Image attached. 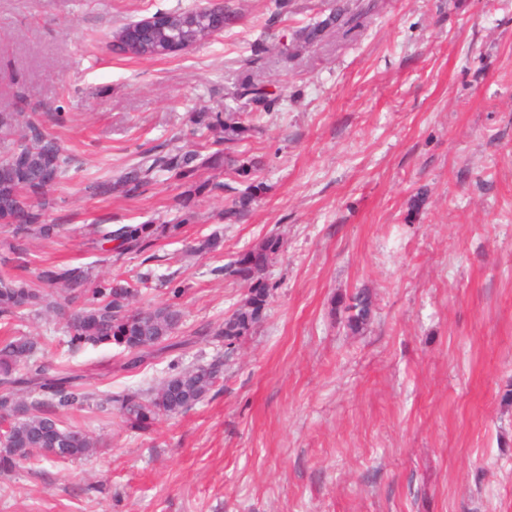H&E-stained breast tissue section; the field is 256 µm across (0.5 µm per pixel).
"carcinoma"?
<instances>
[{"instance_id":"cac0c4a2","label":"carcinoma","mask_w":512,"mask_h":512,"mask_svg":"<svg viewBox=\"0 0 512 512\" xmlns=\"http://www.w3.org/2000/svg\"><path fill=\"white\" fill-rule=\"evenodd\" d=\"M207 8L209 13L197 30L202 44L240 19L225 0H210ZM361 16L358 11L338 7L326 19L296 33V40L312 45L327 27L349 25ZM236 95L251 99L267 112L273 111L281 98V94L267 90L266 85L249 76L242 79ZM189 120L197 129L207 130L200 149H149L119 170L115 178L89 186L97 196L110 195L114 190L126 197L138 196L162 173L186 187L175 199L181 215L174 224H121L112 231L97 229L102 239L118 242L117 249L141 253L161 237H177L183 225L193 223L196 213L189 203L191 193L202 188L198 178L203 170L229 169L231 181L213 184V189L231 197L224 209L225 220H243L258 201L261 184L253 177L263 161L243 150L256 126L232 110L192 112ZM68 167L60 146L39 122L22 112H0V220L11 228V237L3 243L5 251L16 252L18 241L29 236L51 240L59 235L61 225L46 219V206L49 193L65 177ZM279 250V240L267 238L225 267L227 274L248 285L247 296L222 325L202 328V334L222 338L229 346L252 334L271 296L262 273ZM144 283L142 277L128 279L121 273L94 281L80 267L47 266L35 282L1 275L0 318L5 319L4 328L11 331V321L24 318L26 311H45L65 322L71 346L114 344L132 354L127 366L135 367L153 353L171 348L167 341L182 319L173 303L139 304L140 285ZM342 310L348 326L355 330L370 317L371 298L358 291L342 302ZM37 350L38 342L31 336L14 334L0 343V473H8L37 456L81 460L99 447V442L81 427L62 421L70 410L90 405L95 395L83 387L78 374L48 373L36 358ZM219 379L218 367L198 364L167 377L150 391L111 395L107 403L129 428L145 430L159 416L178 415L193 408ZM21 384L34 385L39 398L29 405L21 401L17 397Z\"/></svg>"}]
</instances>
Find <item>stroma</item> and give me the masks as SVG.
<instances>
[{
    "label": "stroma",
    "mask_w": 512,
    "mask_h": 512,
    "mask_svg": "<svg viewBox=\"0 0 512 512\" xmlns=\"http://www.w3.org/2000/svg\"><path fill=\"white\" fill-rule=\"evenodd\" d=\"M204 2L0 0V112L32 115L72 159L47 212L64 230L15 273L146 274L141 302L183 314L176 348L134 368L116 346L69 350L52 317L29 313L20 332L101 397L223 364L202 402L144 431L71 411L105 448L0 474V512H512V0H369L360 27L306 48L295 34L334 0H291L273 27L271 0H228L240 21L189 52L107 47L131 20ZM246 76L280 89L276 110L236 98ZM227 107L261 128L249 216L226 222L205 190L197 223L148 254L93 243V224L174 221L183 188L90 184L141 151L193 148L188 113ZM210 234L219 250L189 252ZM269 237L282 247L252 335L230 349L199 336L247 294L225 264ZM360 290L372 314L354 332L341 302Z\"/></svg>",
    "instance_id": "35a3bbf8"
}]
</instances>
